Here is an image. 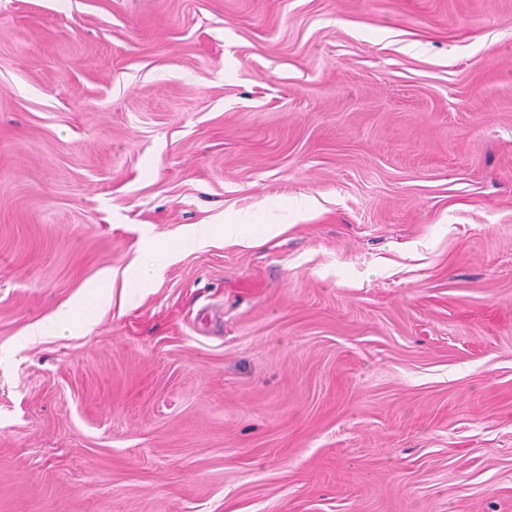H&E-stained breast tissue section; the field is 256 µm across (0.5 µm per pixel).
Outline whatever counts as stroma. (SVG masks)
Wrapping results in <instances>:
<instances>
[{
  "label": "stroma",
  "instance_id": "stroma-1",
  "mask_svg": "<svg viewBox=\"0 0 512 512\" xmlns=\"http://www.w3.org/2000/svg\"><path fill=\"white\" fill-rule=\"evenodd\" d=\"M0 512H512V0H0ZM281 227L277 224H224L219 232L224 233V238L247 236L256 234L260 237L280 231ZM89 308V303L85 302L59 312L51 322L36 321L30 326L27 336H31V338L47 336L53 330L63 331L84 325L89 320Z\"/></svg>",
  "mask_w": 512,
  "mask_h": 512
}]
</instances>
